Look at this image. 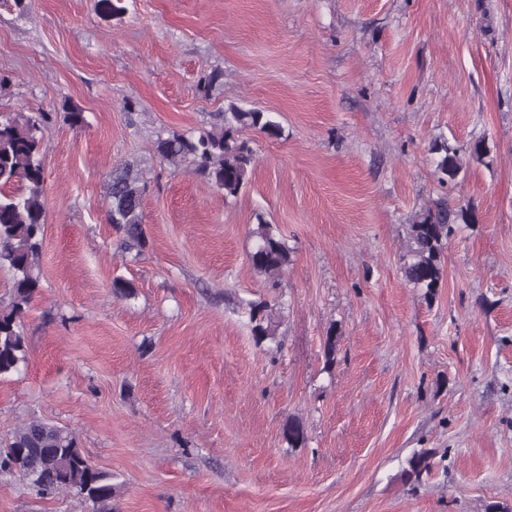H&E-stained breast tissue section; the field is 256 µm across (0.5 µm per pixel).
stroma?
<instances>
[{
  "label": "stroma",
  "mask_w": 512,
  "mask_h": 512,
  "mask_svg": "<svg viewBox=\"0 0 512 512\" xmlns=\"http://www.w3.org/2000/svg\"><path fill=\"white\" fill-rule=\"evenodd\" d=\"M0 0V113L44 110L42 292L29 362L0 380V441L30 418L79 438L114 512H512V0ZM221 74L209 90L201 74ZM82 109L71 127L63 103ZM271 113L224 199L159 164L156 131L228 104ZM491 148L452 184L437 145ZM150 181L140 258L108 222L112 168ZM469 208L424 299L400 269L415 212ZM278 226L282 347L239 304ZM136 292L114 298V276ZM336 332L325 367L323 338ZM306 430L283 441L287 417ZM433 467L408 480L406 460ZM0 512H92L0 476ZM255 225L250 232L253 243L248 260L254 270L269 279L270 288H281V277L291 262L290 252L276 225L269 224L261 215ZM431 457L432 454L427 449L412 455L408 460V469L405 470L410 480H413L414 483H420L424 475L428 476L431 473Z\"/></svg>",
  "instance_id": "obj_1"
}]
</instances>
